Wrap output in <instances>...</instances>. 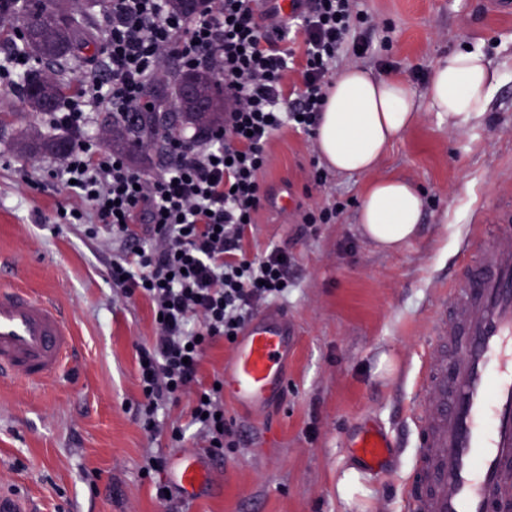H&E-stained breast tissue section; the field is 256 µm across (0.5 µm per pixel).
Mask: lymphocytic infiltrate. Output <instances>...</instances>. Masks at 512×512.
Instances as JSON below:
<instances>
[{"instance_id":"lymphocytic-infiltrate-1","label":"lymphocytic infiltrate","mask_w":512,"mask_h":512,"mask_svg":"<svg viewBox=\"0 0 512 512\" xmlns=\"http://www.w3.org/2000/svg\"><path fill=\"white\" fill-rule=\"evenodd\" d=\"M367 20L359 0H292L287 13L273 0H203L191 16L167 0H112L80 90L47 113L48 125L73 139L49 170L75 200L60 223L116 244L113 285L158 317L156 335L137 348V419L146 433L160 435L159 410L183 401L210 457L238 447L234 423L222 416L224 391L201 379L200 366L261 306L288 295L289 249L256 258L244 250L248 221L267 201V146L286 126L314 136L340 59L371 49L353 36ZM171 60L223 79L224 124L199 140L170 139L149 171L90 134L91 113L157 111L150 89Z\"/></svg>"}]
</instances>
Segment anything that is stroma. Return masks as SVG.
I'll list each match as a JSON object with an SVG mask.
<instances>
[{
	"instance_id": "obj_1",
	"label": "stroma",
	"mask_w": 512,
	"mask_h": 512,
	"mask_svg": "<svg viewBox=\"0 0 512 512\" xmlns=\"http://www.w3.org/2000/svg\"><path fill=\"white\" fill-rule=\"evenodd\" d=\"M375 26L373 54H349L339 66L404 77L425 94L436 63L457 49H482L501 79L487 112L465 126L436 112L395 142L374 177L396 175L424 198L418 232L384 251L360 231L366 177L331 173L313 180L317 143L292 129L268 145L261 176L269 201L255 216L246 246L261 255L288 246L294 284L274 302L288 319L292 345L282 397L253 411L225 398L242 435L234 452L207 459L210 482L186 512H402V486L416 436L413 383L442 288L482 243L467 235L491 220L498 194L512 178V15L485 0H361ZM14 120L0 138V282L19 281L50 296L72 321L78 347L64 374L37 388L0 390V483L40 504L42 512H166L154 496L144 460L200 451L182 405L160 411L181 426V448L150 438L135 419L140 398L136 353L153 336L149 304L123 298L109 275L112 247L81 227L54 225L72 199L43 176L29 186L28 155L17 141L45 133L42 114L23 98L7 106ZM335 223L298 228L304 214L334 201ZM381 422L406 447L381 479L361 474L362 491L344 505L338 482L357 463L346 448L361 416Z\"/></svg>"
}]
</instances>
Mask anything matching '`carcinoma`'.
<instances>
[{
  "label": "carcinoma",
  "instance_id": "1",
  "mask_svg": "<svg viewBox=\"0 0 512 512\" xmlns=\"http://www.w3.org/2000/svg\"><path fill=\"white\" fill-rule=\"evenodd\" d=\"M99 0H0V30L8 26L20 35V44L41 67L24 79L23 96L32 110L48 112L56 107L63 93L65 76L72 60L90 46L84 22ZM190 82L199 108L187 99L185 82ZM165 112H141L112 116L108 131L112 148L143 157L159 149L166 138L186 128L206 131L224 123L222 79L209 72L194 71L181 75L176 92ZM69 136L33 134L21 142L23 152L31 156L63 155L71 146Z\"/></svg>",
  "mask_w": 512,
  "mask_h": 512
}]
</instances>
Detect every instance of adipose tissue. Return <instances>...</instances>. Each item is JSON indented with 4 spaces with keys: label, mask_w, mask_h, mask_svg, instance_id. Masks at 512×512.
<instances>
[{
    "label": "adipose tissue",
    "mask_w": 512,
    "mask_h": 512,
    "mask_svg": "<svg viewBox=\"0 0 512 512\" xmlns=\"http://www.w3.org/2000/svg\"><path fill=\"white\" fill-rule=\"evenodd\" d=\"M499 81L498 68L477 49L439 60L421 97L405 80L363 68L337 76L317 130L318 153L329 169L368 176L359 223L379 248L394 251L412 239L424 206L421 192L407 180L372 178L387 149L423 109L462 125L477 120Z\"/></svg>",
    "instance_id": "ef3b65f1"
}]
</instances>
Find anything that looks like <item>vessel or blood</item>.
Masks as SVG:
<instances>
[{
    "instance_id": "b4317fda",
    "label": "vessel or blood",
    "mask_w": 512,
    "mask_h": 512,
    "mask_svg": "<svg viewBox=\"0 0 512 512\" xmlns=\"http://www.w3.org/2000/svg\"><path fill=\"white\" fill-rule=\"evenodd\" d=\"M479 262L465 261L431 319L411 414L420 441L405 486L404 512H512V194L496 205ZM288 323L262 312L238 339L224 386L241 405L261 408L286 380ZM77 336L62 309L30 288L0 286V387L58 380ZM362 469L385 474L401 445L363 420L348 443ZM176 480L186 495L209 483L198 454ZM0 512H36V502L0 485Z\"/></svg>"
}]
</instances>
